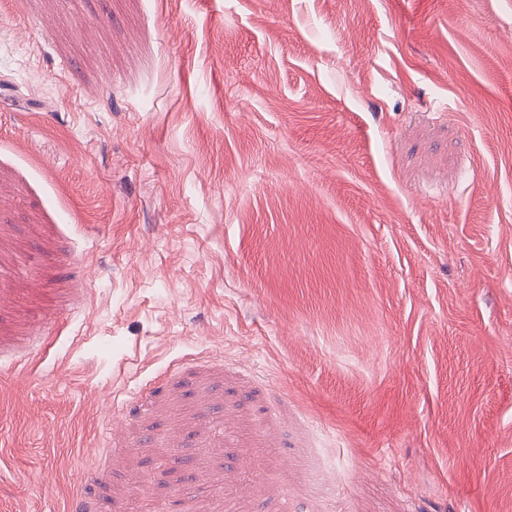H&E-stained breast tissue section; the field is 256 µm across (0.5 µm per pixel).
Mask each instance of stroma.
I'll use <instances>...</instances> for the list:
<instances>
[{
    "mask_svg": "<svg viewBox=\"0 0 512 512\" xmlns=\"http://www.w3.org/2000/svg\"><path fill=\"white\" fill-rule=\"evenodd\" d=\"M9 4L0 512H512V0Z\"/></svg>",
    "mask_w": 512,
    "mask_h": 512,
    "instance_id": "1",
    "label": "stroma"
}]
</instances>
